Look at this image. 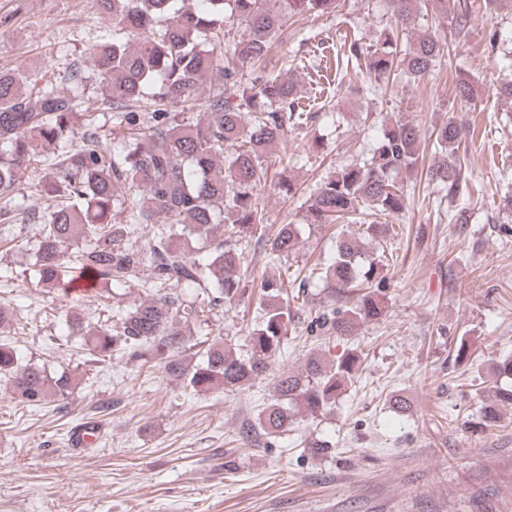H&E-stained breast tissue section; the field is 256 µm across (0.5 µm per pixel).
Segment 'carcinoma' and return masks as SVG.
<instances>
[{
	"label": "carcinoma",
	"instance_id": "carcinoma-1",
	"mask_svg": "<svg viewBox=\"0 0 512 512\" xmlns=\"http://www.w3.org/2000/svg\"><path fill=\"white\" fill-rule=\"evenodd\" d=\"M451 17L457 34L472 20L469 0H389L390 27L371 48L356 38L345 44L347 60L374 78L421 79L445 56V46L423 35L397 56L403 33L427 2ZM339 0H98L112 16V29L92 48L93 68L105 90L112 128L100 133L98 113L80 109L82 65L68 77L71 90L33 83L0 72V241L14 242L11 225L33 219L11 206L20 176L42 171L36 191L46 196L47 219L35 249L33 278L47 293L62 294L67 335L83 337L82 350L100 362L123 350L133 358L153 357L165 372L192 392L241 390L266 372L282 353L295 322L287 286L274 279L252 281L257 290L259 325L249 333L250 356L240 358L221 341L212 342L201 362L188 366L181 325L200 318L185 290L201 288L216 309L246 294L238 272L248 230L262 220L257 180L269 151L285 142L290 130L313 122L318 113L302 104L293 82L262 77L273 42L288 41V30L304 15L336 11ZM245 33L224 46L227 24ZM220 78L203 103L198 92L207 79ZM457 98L477 99L469 78L457 83ZM468 132L453 119L434 131L438 158L427 176L441 197L455 201L467 189L455 146ZM72 142L49 157L44 149ZM420 133L410 124H385L371 148V158L344 166L324 180L309 198L306 221L329 224L365 204L389 216L405 206L404 187L396 177L415 171ZM119 215L122 220L114 221ZM134 224L149 228L146 245L127 243ZM224 225V239L214 243V225ZM389 224H366L362 235L336 242L335 260L319 268L298 288L318 281L334 294L365 284H382L388 268L384 245ZM201 247L189 254L185 242ZM300 230L282 224L269 243V262H280L296 249ZM144 271L150 288L143 299L120 305L111 326L90 327L78 314L88 295L70 292L77 276L90 273L95 286L120 299L118 290ZM387 308L378 291L361 294L350 308L318 310L311 331L352 336L360 324L380 318ZM360 358L348 352L326 362L308 357L297 371L282 372L275 382L276 402L258 414L259 429L269 436L288 431L303 415L323 414L358 377ZM0 376L8 377L10 398L26 408L65 400L71 379L51 376L38 366L22 365L16 350L0 344ZM495 399L483 410L493 423L500 407H512V356L491 373Z\"/></svg>",
	"mask_w": 512,
	"mask_h": 512
}]
</instances>
